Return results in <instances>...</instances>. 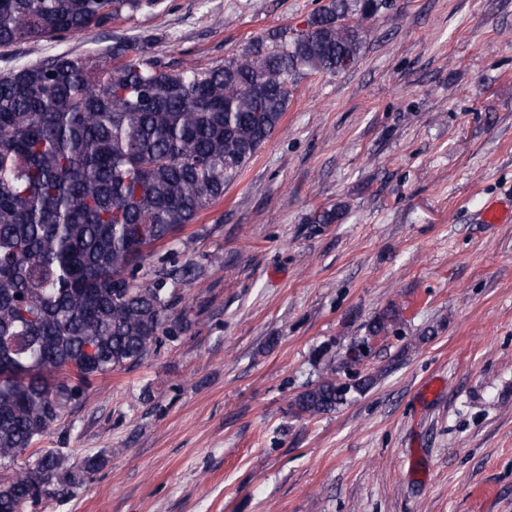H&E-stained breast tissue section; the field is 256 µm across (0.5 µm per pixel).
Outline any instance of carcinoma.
Listing matches in <instances>:
<instances>
[{
    "instance_id": "obj_1",
    "label": "carcinoma",
    "mask_w": 512,
    "mask_h": 512,
    "mask_svg": "<svg viewBox=\"0 0 512 512\" xmlns=\"http://www.w3.org/2000/svg\"><path fill=\"white\" fill-rule=\"evenodd\" d=\"M164 0H0V48L75 35L153 11ZM377 0H330L302 31L258 38L214 68H169L147 40H117L80 58L57 55L0 75V512L73 497L101 454L37 448L92 380L127 371L175 340L181 314L168 284L190 267L141 279L151 246L182 236L224 198L278 128L295 78L350 69ZM345 206L317 212L334 224ZM397 322L386 310L371 341ZM328 361L293 401L327 414L368 379L341 381ZM23 464H18L22 456Z\"/></svg>"
}]
</instances>
